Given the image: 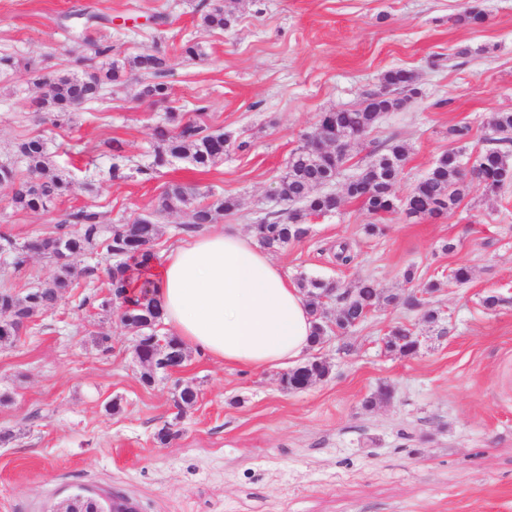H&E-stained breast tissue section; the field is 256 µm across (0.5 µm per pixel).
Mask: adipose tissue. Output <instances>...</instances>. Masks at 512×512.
Segmentation results:
<instances>
[{"label": "adipose tissue", "instance_id": "adipose-tissue-1", "mask_svg": "<svg viewBox=\"0 0 512 512\" xmlns=\"http://www.w3.org/2000/svg\"><path fill=\"white\" fill-rule=\"evenodd\" d=\"M171 335L213 361L255 370L297 361L314 319L282 267L231 227L202 233L135 272Z\"/></svg>", "mask_w": 512, "mask_h": 512}]
</instances>
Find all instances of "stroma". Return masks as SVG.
Returning a JSON list of instances; mask_svg holds the SVG:
<instances>
[{
  "label": "stroma",
  "instance_id": "1",
  "mask_svg": "<svg viewBox=\"0 0 512 512\" xmlns=\"http://www.w3.org/2000/svg\"><path fill=\"white\" fill-rule=\"evenodd\" d=\"M197 3L0 0V55L21 63L0 75V163L28 179L17 146L38 136L75 184L40 212L12 207L0 189V238L21 246L54 234L81 207L123 224L151 212L173 181L237 197L238 210L219 222L251 233L282 209L272 191L302 135L322 112L362 103L392 68L414 71L418 92L351 142L333 192L373 149L400 141L409 154L394 192L406 196L452 148L450 126L470 125L473 158L488 146L494 114L512 112V0H233L237 21L223 32L200 27ZM474 3L486 22H456ZM81 6L105 23L82 31L71 15ZM159 13L170 24H153ZM188 40L202 43L203 58L181 56ZM97 43L167 54L171 106L248 149H230L203 171L179 159L153 177L137 174L167 120L133 80L69 122L35 111L53 79L95 65ZM115 139L121 180L109 176ZM373 222L381 234L365 233ZM308 227L272 253L290 280L319 277L352 291L370 279L394 301L312 349L331 372L300 391L283 389L281 369L222 367L193 351L178 372L144 384L135 329L119 307L100 306L112 255L100 247L76 258L70 293L0 346V394L9 396L0 434L10 436L0 443V512H57L77 494L104 505L123 497L138 512H512V185L495 193L472 185L440 219L396 212L377 221L344 199ZM343 244L346 265L335 257ZM459 265L471 271L467 284L450 276ZM51 270L35 252L14 268L12 252L0 249V289L25 295ZM431 280L438 290L423 293ZM489 293L504 305L486 309ZM429 308L439 324L423 321ZM397 329L418 337L415 354L386 349ZM185 382L200 397L183 409ZM382 389L387 398L365 407ZM164 428L171 438L162 444Z\"/></svg>",
  "mask_w": 512,
  "mask_h": 512
}]
</instances>
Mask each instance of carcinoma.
Instances as JSON below:
<instances>
[{
	"mask_svg": "<svg viewBox=\"0 0 512 512\" xmlns=\"http://www.w3.org/2000/svg\"><path fill=\"white\" fill-rule=\"evenodd\" d=\"M200 26L207 31H222L236 21L232 10L219 0L203 5ZM95 56L102 58L100 66L81 75H64L55 79L51 94L37 102V109L53 112L58 117H71L85 104L99 100L107 85L123 84L130 79L148 75L141 95L154 104L170 99V87L162 77L169 66V58L160 53H141L119 57L112 54V47L98 45ZM416 75L405 68L387 71L383 87L372 93L359 106L323 112L315 128L302 135L305 142L291 153L287 171L279 184V197L289 205L283 212L270 213L254 225L258 244L268 250L281 249L293 241L304 238L309 231L310 216H324L336 211L340 200L334 192L324 188L336 182L340 169L347 159V146L354 139L363 137L390 111L394 100L393 89L415 90ZM168 126L156 131V148L152 167L166 166L170 159H187L197 168L207 169L224 158L231 145V136L222 129H210L195 121L184 120L171 109L167 112ZM493 146L478 154L470 167V176L487 192H497L512 184V112L498 113L491 124ZM19 155L25 160L32 175L31 180L17 182L15 169L0 165V186L14 185L12 204L31 211L44 210L58 196L72 190L71 182L55 172L45 142L39 137L28 139L18 146ZM463 150H450L442 154L428 175L400 199L393 193L407 162L405 145L393 143L385 152L376 155L352 179L344 184L343 195L361 205L369 214L382 216L402 211L412 218H440L448 215L460 204L469 185L464 181ZM200 193L181 183H171L158 197L152 212L136 217L128 224L112 226L109 235L97 213L78 210L66 215L55 235L37 237L15 251L14 265L22 267L28 252L47 257L53 266L48 280L20 297L7 289H0V342H12L34 317L55 308L73 287L74 259L91 254L100 245L117 257L108 270L110 299L101 301L107 306L112 301L121 303L133 321L152 331L162 325L157 303L149 297L148 283H143L139 293L127 294V260L139 256L154 260L151 250L157 238V217L184 211L190 224L200 228L212 224L216 216L237 209L238 201L232 196H215L210 201L199 199ZM299 286L309 297L308 305L314 316L312 344H321L326 317L321 309L320 297L327 289L336 287L331 281L302 276ZM391 303L378 284L366 280L355 292L341 297L339 319L350 327L363 321L366 313L380 301ZM139 364L145 369L142 380L153 378L152 363H160L167 353L144 342L138 349Z\"/></svg>",
	"mask_w": 512,
	"mask_h": 512,
	"instance_id": "obj_1",
	"label": "carcinoma"
}]
</instances>
